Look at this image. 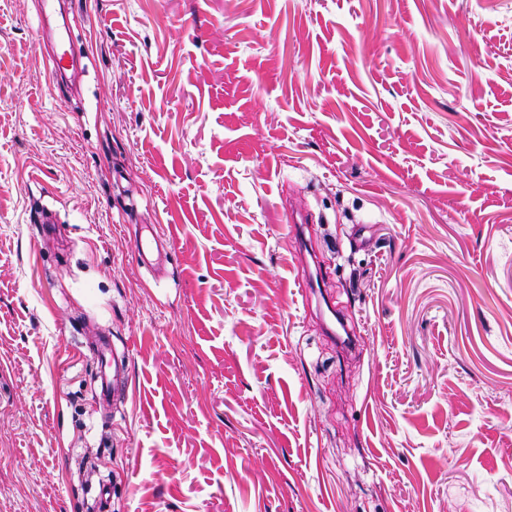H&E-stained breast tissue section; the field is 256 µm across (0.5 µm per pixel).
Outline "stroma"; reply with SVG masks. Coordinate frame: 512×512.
Instances as JSON below:
<instances>
[{
	"label": "stroma",
	"instance_id": "obj_1",
	"mask_svg": "<svg viewBox=\"0 0 512 512\" xmlns=\"http://www.w3.org/2000/svg\"><path fill=\"white\" fill-rule=\"evenodd\" d=\"M71 7L74 91L0 0V512H512V0ZM144 231L137 236L134 251L138 261L148 267H159L167 253L155 224H147ZM300 276L297 281V290L299 291L303 302L308 304L312 296L316 294V286L318 281V272L314 275L306 262L298 264ZM109 354V356H108ZM111 350L105 346L98 354L97 364L100 368V388L98 397L102 400L128 401L126 384L122 380L128 361L125 356H112Z\"/></svg>",
	"mask_w": 512,
	"mask_h": 512
}]
</instances>
